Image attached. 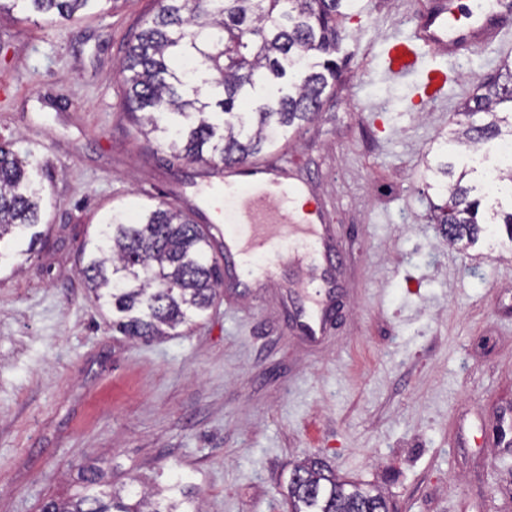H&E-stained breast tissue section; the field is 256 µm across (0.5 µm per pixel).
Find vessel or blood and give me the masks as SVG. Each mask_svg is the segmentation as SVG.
I'll use <instances>...</instances> for the list:
<instances>
[{"mask_svg":"<svg viewBox=\"0 0 512 512\" xmlns=\"http://www.w3.org/2000/svg\"><path fill=\"white\" fill-rule=\"evenodd\" d=\"M511 19L512 0H475L471 7L463 0H433L423 8L410 34L388 38L381 78L410 86L418 74H425L423 94L440 99L448 74L441 69L423 70L426 56L438 55L455 64L474 46L505 43ZM253 174L256 182L279 187L280 200L275 203L270 193L249 191L237 181L234 170L225 169L224 221L209 227L224 244V284L242 294L270 287L276 281V268L259 267L257 259L269 251L273 237L282 233L310 242L315 252L312 265L303 266L295 257L289 260L296 272L291 289L293 322L305 342L321 345L341 309L344 258L325 236L322 207L302 203V196L310 192L305 182L289 178L281 167L257 166Z\"/></svg>","mask_w":512,"mask_h":512,"instance_id":"vessel-or-blood-1","label":"vessel or blood"}]
</instances>
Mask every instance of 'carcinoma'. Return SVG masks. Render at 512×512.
<instances>
[{
	"label": "carcinoma",
	"instance_id": "obj_1",
	"mask_svg": "<svg viewBox=\"0 0 512 512\" xmlns=\"http://www.w3.org/2000/svg\"><path fill=\"white\" fill-rule=\"evenodd\" d=\"M112 0H0V12L23 3L48 17L74 19ZM370 9L368 0H157L128 44L121 69L124 108L149 127L176 161L212 167L242 164L314 119L336 86V59L346 38L343 19ZM483 115L481 123L472 121ZM445 143L462 150L512 137V61H505L448 120ZM31 163L0 140V259L12 238L41 223L43 187ZM429 187L448 193L431 206L450 245L474 243L490 225L512 237V210L494 209L480 219L476 187L455 173L448 153L427 162ZM210 236L168 203L136 214L107 215L91 242L82 273L97 299L112 311V329L154 339L203 317L222 282L208 258ZM88 492L65 502L50 499L43 512H200L182 482L160 504L144 495L126 504L110 492H94L101 476L83 473ZM289 512H387L383 494L340 479L319 458L297 464L288 482Z\"/></svg>",
	"mask_w": 512,
	"mask_h": 512
}]
</instances>
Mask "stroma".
Segmentation results:
<instances>
[{
    "mask_svg": "<svg viewBox=\"0 0 512 512\" xmlns=\"http://www.w3.org/2000/svg\"><path fill=\"white\" fill-rule=\"evenodd\" d=\"M426 2L351 14L335 96L277 145L345 259L320 347L291 332L285 288H220L192 328L147 342L113 332L80 275L98 224L155 200L222 223L221 179L170 161L124 110L120 64L155 0L0 14V139L45 188L41 242L0 262V512L81 493L89 466L123 496L180 478L203 512H288L309 457L379 487L389 512H512V248L449 247L426 169L505 54L463 59L440 100L381 83L383 35L408 34Z\"/></svg>",
    "mask_w": 512,
    "mask_h": 512,
    "instance_id": "stroma-1",
    "label": "stroma"
}]
</instances>
